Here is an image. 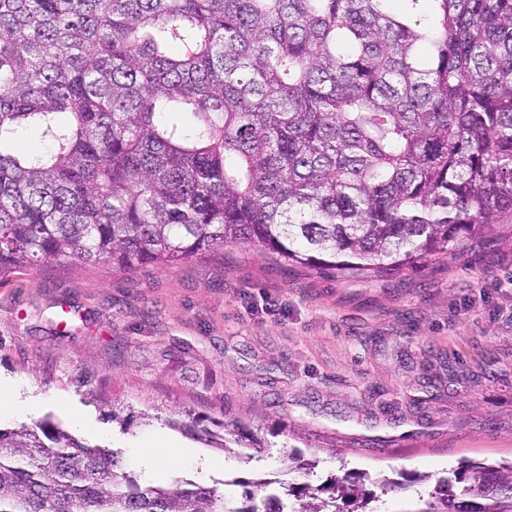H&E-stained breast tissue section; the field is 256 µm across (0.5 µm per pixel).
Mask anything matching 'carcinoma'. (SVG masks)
<instances>
[{
    "mask_svg": "<svg viewBox=\"0 0 512 512\" xmlns=\"http://www.w3.org/2000/svg\"><path fill=\"white\" fill-rule=\"evenodd\" d=\"M26 130L48 146L14 149ZM505 222L512 0H0V278L171 268L229 243L383 276ZM222 427L199 439L261 447ZM275 484L226 498L143 480L48 421L0 427V512H338L367 498L351 474L292 500ZM438 486L404 512H512V465ZM253 487L270 489L262 511Z\"/></svg>",
    "mask_w": 512,
    "mask_h": 512,
    "instance_id": "obj_1",
    "label": "carcinoma"
}]
</instances>
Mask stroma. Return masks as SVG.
I'll return each mask as SVG.
<instances>
[{
	"instance_id": "1",
	"label": "stroma",
	"mask_w": 512,
	"mask_h": 512,
	"mask_svg": "<svg viewBox=\"0 0 512 512\" xmlns=\"http://www.w3.org/2000/svg\"><path fill=\"white\" fill-rule=\"evenodd\" d=\"M0 381L143 479L269 474L297 489L366 474L369 512L434 495L460 463L512 461V223L383 277L285 266L254 244L160 270L49 264L0 283ZM134 411L122 430L108 414ZM241 425L266 445L174 429ZM181 447L176 471L148 455ZM387 485H379V478ZM218 425L224 428V434H217L203 428L200 430L201 434L198 433L199 439L204 440L212 448H221L223 451H227L229 448H265L253 438L239 433L238 428L237 430L234 429V425L226 423H219Z\"/></svg>"
}]
</instances>
